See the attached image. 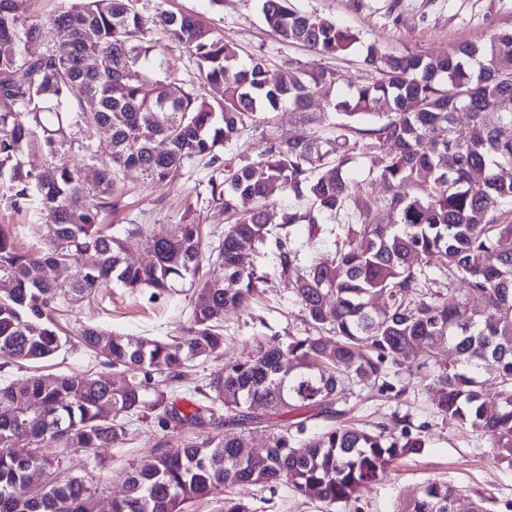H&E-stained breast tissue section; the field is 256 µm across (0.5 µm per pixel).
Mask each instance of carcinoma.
Instances as JSON below:
<instances>
[{
    "label": "carcinoma",
    "mask_w": 512,
    "mask_h": 512,
    "mask_svg": "<svg viewBox=\"0 0 512 512\" xmlns=\"http://www.w3.org/2000/svg\"><path fill=\"white\" fill-rule=\"evenodd\" d=\"M13 5L0 0V173H9L15 209L35 204L49 247L39 256L24 252L0 224V279L12 284L0 295V359L55 354L63 344L57 305L95 295L114 279L133 292L150 290L152 299L187 279L202 286L182 337L132 340L81 329L83 345L104 365L131 372L120 384L98 372L32 375L0 386V512H98L84 479L55 474L54 461L40 452L47 440L94 454L123 440L132 416L182 431L207 419L217 429L259 423L257 407L275 414L315 407L339 416L335 406L351 385L400 399L406 371L433 390L437 417L483 433L496 458L512 466V210L503 208L512 204V31L457 43L435 58L368 46L364 63L377 77L342 95L335 91L339 78L322 70L272 76L262 58L242 62L233 43L195 16L160 11V25L193 57L201 79L224 86L214 103L187 89L173 95L171 75L148 66L154 46L136 0H77L58 10L51 23L69 29L77 50L65 59L35 45L36 28L17 23ZM261 11L273 33L319 56L348 55L360 44L354 31L299 11L291 0H262ZM87 29L95 32L89 43ZM87 55L99 59L97 71L84 68ZM115 81L124 87L117 97ZM314 96L342 116L333 140L302 132L276 140L256 161L223 169L224 146L257 113L286 104L302 112ZM459 112L469 117L464 126L456 122ZM100 125L112 130L105 159L90 145ZM75 132L99 169L92 186L65 160ZM37 136L47 166L34 173L19 156ZM357 154L396 223L374 222L379 198L344 175ZM196 160L224 173L209 181V195L233 217L210 251L195 221L152 237L143 224H101L118 205L112 194L124 169L136 167L147 184L163 188ZM277 190L302 206L272 225L266 202ZM348 208L357 223L338 225L333 243L298 270L304 242L292 227L312 231ZM142 237L154 257L148 265L127 246ZM260 245L277 252L282 275L296 272L309 333L281 346L256 345L247 359L211 375L203 393L209 404L184 412L160 386L224 347V313L246 308L264 280L246 261ZM65 261L73 273L60 281L56 269ZM213 268L224 273L220 288L204 278ZM436 271L459 281L461 292L423 291ZM473 300L482 308H471ZM326 330L336 340L326 341ZM489 361L492 397L480 378ZM398 424L397 434L384 424L340 423L312 434L305 421L291 422L272 432L260 457L241 435L181 438L127 475L112 512H182L185 503L226 487L284 483L350 512L396 460L426 447L427 426L406 416ZM19 439L33 444L25 457L13 448ZM35 471L48 477L37 491L28 483ZM454 498V488L431 482L397 512H452Z\"/></svg>",
    "instance_id": "1"
}]
</instances>
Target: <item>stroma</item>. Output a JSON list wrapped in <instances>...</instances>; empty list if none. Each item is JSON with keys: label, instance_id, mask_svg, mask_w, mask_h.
<instances>
[{"label": "stroma", "instance_id": "obj_1", "mask_svg": "<svg viewBox=\"0 0 512 512\" xmlns=\"http://www.w3.org/2000/svg\"><path fill=\"white\" fill-rule=\"evenodd\" d=\"M21 15L40 26V47L61 51L62 42L50 24L51 17L66 0H16ZM299 9L313 13L358 32L364 46L380 52H422L433 57L447 53L462 41H478L491 34L512 29V0H294ZM141 27L154 51L155 69L174 74L179 87L198 86L209 101L220 100L223 88L200 83L197 66L188 52L172 41L158 23L157 14L166 9L197 16L233 42L241 57L261 56L270 72L294 68L303 72L324 70L336 73L339 88L348 92L372 77L360 51L338 58H322L291 44L271 32L261 14V0H139ZM338 114L321 98H313L306 113L282 106L274 112L258 113L240 137L224 148V163L236 167L261 157L279 138L308 129L331 138ZM212 170L200 163L185 167L170 187H149L139 170H125L115 194L119 208L105 214L107 224H145L151 234L161 236L185 217L222 236L228 216L221 204L207 201L204 189ZM0 224L9 225L18 247L30 254L48 246L46 228L37 215L16 210L9 201L0 202ZM265 279L260 283L250 308L225 315L224 350L221 354L194 362L189 377L169 382L168 401L179 408L199 398L211 373L246 356L259 342L287 343L304 335L301 305L293 294L291 278L280 275L279 261L267 255L260 261ZM194 290L179 285L166 296L149 300L147 292H133L115 283L100 289L94 299L66 305L62 324L70 341L62 350L43 361L0 367V383L20 382L30 374L84 376L101 370L102 360L80 342L83 326L94 324L109 332L135 339L165 340L179 336L189 323ZM431 397L416 379H409L400 403L373 397L363 386L353 387L346 396L353 411L349 423L370 428L391 424L393 415H409L413 424L428 427L429 442L415 456L395 463L376 484L365 490L355 505L357 512H394L400 500L430 481L453 487L457 493L455 512H471L482 502L486 512H507L512 504V467L499 462L487 440L471 428L449 424L437 418L429 405ZM173 436L148 420L131 419L126 437L112 447L101 449L99 461L78 453H66L55 443L42 447L45 456L58 460L67 476L84 479L98 502L108 512L114 497L123 492L125 475L148 455L169 448ZM230 496L245 503L249 512H327L324 505L300 496L291 488L249 486L230 489Z\"/></svg>", "mask_w": 512, "mask_h": 512}]
</instances>
